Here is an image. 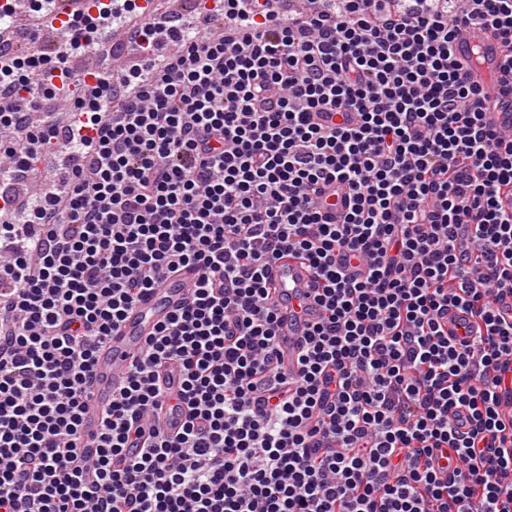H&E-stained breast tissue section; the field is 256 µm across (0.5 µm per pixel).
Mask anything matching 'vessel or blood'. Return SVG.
<instances>
[{"instance_id":"obj_1","label":"vessel or blood","mask_w":512,"mask_h":512,"mask_svg":"<svg viewBox=\"0 0 512 512\" xmlns=\"http://www.w3.org/2000/svg\"><path fill=\"white\" fill-rule=\"evenodd\" d=\"M454 54L468 66L469 79L487 96L501 100V107L491 111L488 119L502 128L512 127V77L503 72L504 53L500 40L489 30L466 26L458 37ZM315 203L327 221H336L345 209L343 191L336 185L321 187ZM195 277L186 269L152 289L125 315L118 333L110 336L100 349L92 371V402L83 416L86 438L100 431L101 415L112 401V394L123 383L122 369L137 356L147 338L181 307L187 297V285ZM269 286L272 302L279 316V351L289 369H296L304 338L312 323L321 315L316 301V280L309 263L301 258L285 257L270 268ZM164 408L158 423L167 433H177L182 417L168 408L180 388L177 368H169L161 376Z\"/></svg>"}]
</instances>
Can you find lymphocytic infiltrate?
<instances>
[{"mask_svg": "<svg viewBox=\"0 0 512 512\" xmlns=\"http://www.w3.org/2000/svg\"><path fill=\"white\" fill-rule=\"evenodd\" d=\"M464 2L154 10L141 62L92 86L54 80L108 56L131 0L0 50V181L80 159L0 220V512H512V132L453 56L480 25L512 75V0ZM333 181L335 224L312 198ZM287 252L322 309L293 371L267 288ZM186 268L85 440L97 351ZM171 362L174 435L153 423Z\"/></svg>", "mask_w": 512, "mask_h": 512, "instance_id": "1", "label": "lymphocytic infiltrate"}]
</instances>
